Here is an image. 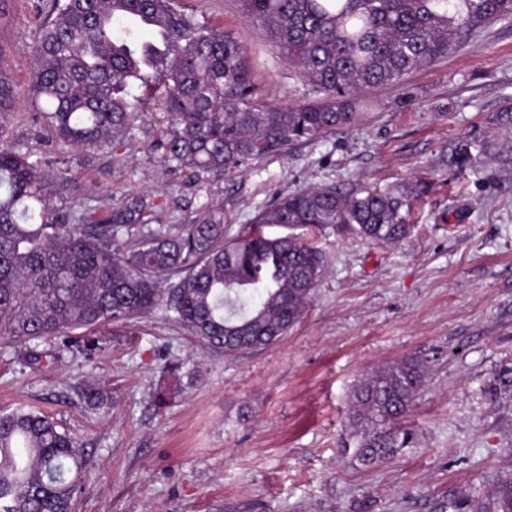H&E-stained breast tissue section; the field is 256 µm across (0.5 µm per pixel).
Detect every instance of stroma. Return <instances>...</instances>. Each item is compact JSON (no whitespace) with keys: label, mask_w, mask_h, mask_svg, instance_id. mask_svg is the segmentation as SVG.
Instances as JSON below:
<instances>
[{"label":"stroma","mask_w":512,"mask_h":512,"mask_svg":"<svg viewBox=\"0 0 512 512\" xmlns=\"http://www.w3.org/2000/svg\"><path fill=\"white\" fill-rule=\"evenodd\" d=\"M181 4L245 47L261 104L308 99L240 0ZM49 11V0H0V146L39 164L54 207L76 223L139 198L142 227L220 210L233 236L275 196L305 187L430 184L398 243L297 229L324 271L299 322L269 347L228 356L197 346L160 308L105 329L91 352L40 343L36 364L0 342V413L45 412L85 448L75 512H446L451 502L467 512L474 491L512 475V392L488 391L512 366V19L362 91L372 106L357 125L200 179L149 151L163 129L149 99L130 138L94 148L48 139L28 89ZM464 144L477 167L460 172L448 159ZM408 358L428 366L409 421L415 443L361 466L344 452L350 392ZM170 367L179 381L159 408ZM88 387L103 408H89Z\"/></svg>","instance_id":"35a3bbf8"}]
</instances>
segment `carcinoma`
Returning <instances> with one entry per match:
<instances>
[{
	"instance_id": "carcinoma-1",
	"label": "carcinoma",
	"mask_w": 512,
	"mask_h": 512,
	"mask_svg": "<svg viewBox=\"0 0 512 512\" xmlns=\"http://www.w3.org/2000/svg\"><path fill=\"white\" fill-rule=\"evenodd\" d=\"M304 83L321 94L283 107L254 101L247 52L231 34L183 13L178 0H53L35 49L29 92L51 137L101 146L140 118L135 80L168 125L150 149L199 175L233 173L290 143L349 128L358 94L394 84L448 57L458 38L512 17V0H241ZM429 184L385 190L306 187L274 199L256 224L340 226L376 243L411 231L410 201ZM136 198L99 224L53 208L38 165L0 146V341L31 343L85 330L96 335L160 303L199 344L238 354L284 336L311 301L321 252L288 234L224 237V216L143 230ZM177 280L163 288L160 280ZM415 359L372 372L352 390L349 420L364 467L409 447L408 416L424 386ZM512 391V367L492 391ZM88 470L81 445L47 415L0 414V512H72ZM469 512H512V478L468 501Z\"/></svg>"
}]
</instances>
